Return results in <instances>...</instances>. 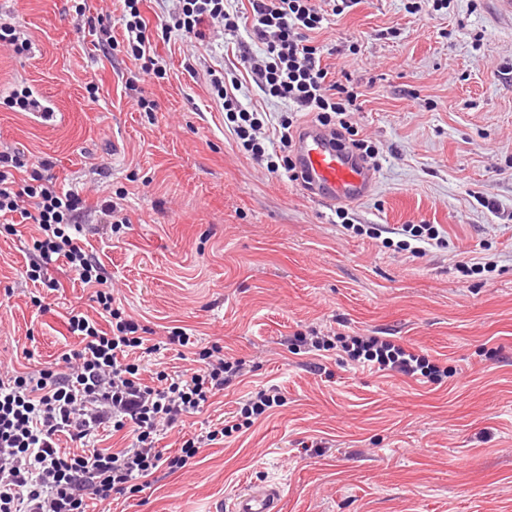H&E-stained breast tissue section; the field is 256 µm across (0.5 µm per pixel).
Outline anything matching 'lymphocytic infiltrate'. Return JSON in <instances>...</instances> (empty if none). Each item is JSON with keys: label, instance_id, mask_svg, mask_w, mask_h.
<instances>
[{"label": "lymphocytic infiltrate", "instance_id": "1", "mask_svg": "<svg viewBox=\"0 0 512 512\" xmlns=\"http://www.w3.org/2000/svg\"><path fill=\"white\" fill-rule=\"evenodd\" d=\"M142 0H123L119 21L124 27L126 52L140 61L142 73L164 78L166 67L155 54L140 10ZM249 11L229 12L224 0H180V10L163 37L202 41L215 25L236 32L249 25L261 41L262 55L243 52L241 61L262 92L283 102L273 129L282 147H291L302 116L332 128L338 140L353 136L348 113L361 108L357 87L330 77L322 52L311 40L325 19L315 0H249ZM212 95L226 112L241 147L263 158L265 147L256 139L265 120L260 112L244 108L223 74L209 70ZM22 153L0 151V218L4 229L15 233L11 217L38 225L30 262L25 269L31 281L48 289L57 283L48 278L53 260L64 259L81 282L95 291L108 328L79 311L68 318L77 348L61 356L62 366L0 374V512H87L90 501L107 502L114 495L140 491L159 471L185 468L200 448L225 436L250 428L254 420L280 406L283 398L274 390H261L241 406L233 420L191 435L178 455L163 456L158 438L183 426L187 417L203 410L211 398L241 376L242 360L225 357L220 346L201 349L199 366L192 372L170 375L160 370L156 384H148L131 354H159L168 346L186 345L179 329L165 339L147 337L146 329L123 315L109 288L111 277L98 257L79 243L82 197L63 191L54 177L39 173L18 178ZM313 350L341 349L351 364L366 362L403 376L441 384L447 367L428 356L380 336L324 338ZM130 431L131 447L119 450L97 447L100 429ZM68 438L71 448L59 441Z\"/></svg>", "mask_w": 512, "mask_h": 512}]
</instances>
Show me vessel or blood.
<instances>
[{
    "label": "vessel or blood",
    "mask_w": 512,
    "mask_h": 512,
    "mask_svg": "<svg viewBox=\"0 0 512 512\" xmlns=\"http://www.w3.org/2000/svg\"><path fill=\"white\" fill-rule=\"evenodd\" d=\"M295 151L298 172L308 181L311 194L327 204L360 201L375 185L373 170L355 160L349 148L338 145L328 129L305 125ZM229 512H280L279 492L274 488L244 491Z\"/></svg>",
    "instance_id": "obj_1"
}]
</instances>
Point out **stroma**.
<instances>
[{
  "instance_id": "obj_1",
  "label": "stroma",
  "mask_w": 512,
  "mask_h": 512,
  "mask_svg": "<svg viewBox=\"0 0 512 512\" xmlns=\"http://www.w3.org/2000/svg\"><path fill=\"white\" fill-rule=\"evenodd\" d=\"M177 0H145L167 75L142 82L154 113L131 105L140 64L75 33L70 0H0V22L31 43L0 46V150H23L80 193V234L112 276L125 314L189 337L168 372L219 345L250 367L185 421H224L248 394L274 386L284 403L247 431L201 448L183 470L90 512H227L243 489L276 486L282 512H512V15L496 0H358L312 33L336 80L363 93L350 120L374 146L376 184L345 230L334 207L238 144L209 91L208 69L237 79L243 107L278 118L240 60L260 54L251 29L205 41H163ZM98 87L89 101L87 87ZM33 89L59 118L9 108ZM132 222L112 235L105 200ZM405 224H432L443 246L398 250ZM38 227L0 232V367L54 366L78 340L71 308L98 318L92 289L50 267L59 290L22 277ZM482 264L464 275L459 262ZM44 294L48 311L33 295ZM389 336L446 361L442 385L340 358L293 354L292 336Z\"/></svg>"
}]
</instances>
